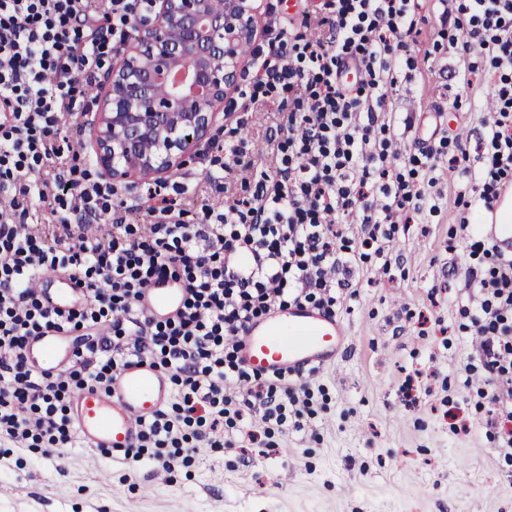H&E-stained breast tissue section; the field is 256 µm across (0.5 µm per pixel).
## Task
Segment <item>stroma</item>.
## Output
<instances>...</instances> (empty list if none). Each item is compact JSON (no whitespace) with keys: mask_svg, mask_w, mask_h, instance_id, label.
Listing matches in <instances>:
<instances>
[{"mask_svg":"<svg viewBox=\"0 0 512 512\" xmlns=\"http://www.w3.org/2000/svg\"><path fill=\"white\" fill-rule=\"evenodd\" d=\"M414 10L420 34L407 61L395 66L385 108L408 120L398 131L404 153H413L419 127H428L436 207L393 225L384 257L354 269L353 291L336 304L351 344L335 366L308 378L302 429H270V447L243 450L233 445L238 431L228 427L227 448L169 471L82 446L48 458L13 447L0 453V512H512V456L486 427V409L460 395L465 366L480 360L461 329V310L477 292L468 247L483 234L485 211L472 206L468 229H460L458 201L472 184L447 165L462 127L468 165L483 170V119L501 72L490 56L452 47L459 32L442 19L439 0H415ZM106 82L98 75L87 89L85 115L60 125L90 167L91 128ZM277 112L274 99L243 114L221 112L215 138L245 120L265 168L275 169L265 135ZM211 159L189 156L171 177L220 209L226 193L207 178ZM461 421L468 431H455Z\"/></svg>","mask_w":512,"mask_h":512,"instance_id":"35a3bbf8","label":"stroma"}]
</instances>
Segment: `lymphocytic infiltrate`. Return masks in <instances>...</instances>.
<instances>
[{"label":"lymphocytic infiltrate","mask_w":512,"mask_h":512,"mask_svg":"<svg viewBox=\"0 0 512 512\" xmlns=\"http://www.w3.org/2000/svg\"><path fill=\"white\" fill-rule=\"evenodd\" d=\"M410 2L322 0L319 11L283 17L273 54L256 52V80L239 92L252 103L263 94L287 102L268 135L279 167H259L248 140L235 136L208 177L250 171L242 196L220 210L201 204L189 224L190 191L176 181L173 198L150 208V223L127 224L112 213L111 187L87 183L68 166L59 116L82 111L104 47L125 36L150 0H103L94 9L89 0H0V196L11 207L10 219H0V444L21 442L47 457L76 447L74 394L109 389L143 358L167 375L171 396L125 459L169 469L176 449L223 447L230 414L256 446L253 417L287 427L307 386L285 372L248 369L247 327L295 303L335 313L336 291L350 287L359 249L383 256L385 225L430 204L397 169L398 120L382 109L392 60L416 31ZM458 10L468 18L463 52L488 51L512 72V0H460ZM315 24L327 35L298 34ZM351 68L360 74L353 84L343 79ZM496 101L483 132L493 153L477 190L488 210L512 173V87H501ZM37 201L49 209L50 229L20 233ZM92 221L111 224V233H79ZM347 224L359 225L358 241L345 236ZM469 257L481 298L464 314L480 339L483 378L465 379L464 389L489 404L486 423L512 450V253L487 239L474 242ZM45 273L83 288L81 307L58 310L31 288ZM165 283L181 290L180 307L147 314L146 289ZM49 332L77 338L70 363L52 374L27 357L30 341Z\"/></svg>","instance_id":"lymphocytic-infiltrate-1"}]
</instances>
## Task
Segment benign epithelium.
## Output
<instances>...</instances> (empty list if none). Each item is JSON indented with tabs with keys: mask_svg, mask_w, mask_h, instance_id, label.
Instances as JSON below:
<instances>
[{
	"mask_svg": "<svg viewBox=\"0 0 512 512\" xmlns=\"http://www.w3.org/2000/svg\"><path fill=\"white\" fill-rule=\"evenodd\" d=\"M157 22L120 53L100 99V175L149 179L200 151L252 42L257 0H153Z\"/></svg>",
	"mask_w": 512,
	"mask_h": 512,
	"instance_id": "1",
	"label": "benign epithelium"
}]
</instances>
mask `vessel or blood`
<instances>
[{"mask_svg":"<svg viewBox=\"0 0 512 512\" xmlns=\"http://www.w3.org/2000/svg\"><path fill=\"white\" fill-rule=\"evenodd\" d=\"M499 208L489 211L483 228L497 245L512 252V224L503 222L501 208L512 205V187L503 188ZM54 277L44 274L34 285L45 292L53 307L78 306L84 290L72 282L50 289ZM180 289L154 285L145 293V305L157 316L180 304ZM246 365L261 373L282 370L305 372L333 366L349 343L344 321L336 315L297 304L277 310L250 325L242 338ZM71 339L49 334L35 339L28 357L39 370L56 371L70 358ZM170 395L167 378L148 363L127 366L110 391L84 389L72 400V421L84 445L91 449L119 451L132 446L142 423L161 408Z\"/></svg>","mask_w":512,"mask_h":512,"instance_id":"obj_1","label":"vessel or blood"}]
</instances>
